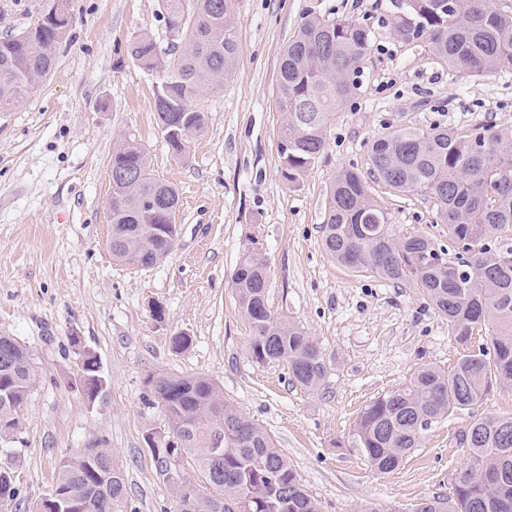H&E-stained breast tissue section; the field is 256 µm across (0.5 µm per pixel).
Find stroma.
I'll list each match as a JSON object with an SVG mask.
<instances>
[{
  "label": "stroma",
  "instance_id": "stroma-1",
  "mask_svg": "<svg viewBox=\"0 0 512 512\" xmlns=\"http://www.w3.org/2000/svg\"><path fill=\"white\" fill-rule=\"evenodd\" d=\"M47 0H0V37L31 26ZM72 26L57 63L13 111L0 112V335L27 347L39 382L20 413L11 453L18 495L0 512H32L60 462L103 442L125 474L133 512H173L146 442L168 422L143 401L151 373L202 374L260 423L288 456L321 512H411L450 490L467 463L455 442L470 415L512 413V386H497L473 414L423 431L401 466L374 471L361 451L336 447L375 397L424 364L444 369L461 348L448 321L415 289L334 261L321 244L327 191L337 172L368 173V147L399 127H512V69L477 76L449 69L427 42L393 33L394 0H237L235 70L215 93L193 99L206 129L183 155L155 122L156 78L128 46L149 33L158 53L178 50L161 0H66ZM350 18L375 35L359 85L327 130V149L296 184L281 175L283 114L276 104L281 53L310 17ZM142 143L155 175L179 192V235L163 262L140 268L110 249L109 168L120 137ZM398 231L447 243L428 197L373 184ZM267 262L269 309L312 336L329 373L316 392L280 363L248 352L249 325L233 288L240 257ZM164 308L162 322L150 315ZM193 339L173 352L170 338ZM79 335L99 357L106 388L88 402L77 387Z\"/></svg>",
  "mask_w": 512,
  "mask_h": 512
}]
</instances>
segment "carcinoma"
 Wrapping results in <instances>:
<instances>
[{
  "instance_id": "1",
  "label": "carcinoma",
  "mask_w": 512,
  "mask_h": 512,
  "mask_svg": "<svg viewBox=\"0 0 512 512\" xmlns=\"http://www.w3.org/2000/svg\"><path fill=\"white\" fill-rule=\"evenodd\" d=\"M193 36L179 33L177 55L159 58L146 34L129 44L130 56L156 74V111L169 147L185 152L205 129V115L190 100L212 92L237 62L231 23L233 0H195ZM394 32L404 41L427 40L450 69L489 75L512 67V10L491 0H399ZM51 31L22 45L0 38V112H10L34 87L32 80L53 68ZM370 31L353 20L304 21L281 53L276 101L285 119L279 130L282 177L298 181L322 156L326 132L354 94L370 51ZM370 175L399 192L434 200L448 226V245L416 233L399 234L388 213L369 192L363 175L341 169L328 190L321 243L339 264L370 272L385 282L407 284L448 319V333L462 347L447 369L424 366L409 383L370 401L358 415L349 443L380 473L395 470L419 435L435 421L474 409L496 385L512 384V240L497 236L512 225V129L482 125L468 134L448 129L399 128L369 148ZM112 258L147 266L165 259L176 225L165 213L177 207L175 187L151 173L147 150L129 137L112 153ZM265 259L256 252L241 258L235 290L249 323L248 350L259 364L282 362L291 381L318 390L328 373L323 352L299 325L275 316L267 305ZM488 339L472 344L475 330ZM84 361L83 396L94 402L106 385L99 358L69 337ZM30 351L11 336H0V425L19 429V413L36 387ZM145 402L168 420V434H147L160 475L173 494L175 512H319L287 456L259 423L224 399L215 380L204 375L150 373L143 381ZM221 443L218 456L214 445ZM468 449V464L451 480L452 492L421 499L413 512H512V413L471 416L457 432ZM193 462L199 483L175 470ZM111 451L64 459L53 489L88 504L86 512H124L125 475L110 468ZM18 491L12 464L0 461V498Z\"/></svg>"
}]
</instances>
